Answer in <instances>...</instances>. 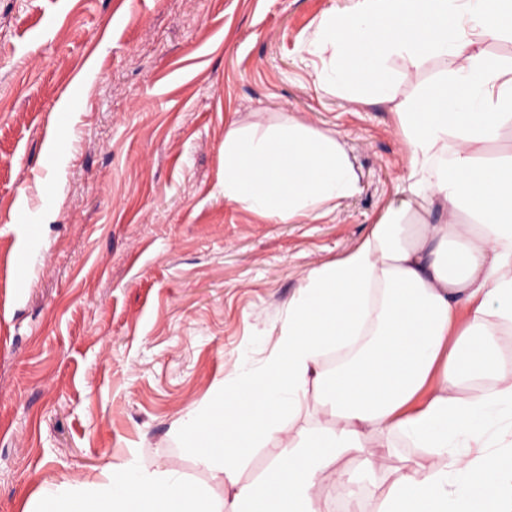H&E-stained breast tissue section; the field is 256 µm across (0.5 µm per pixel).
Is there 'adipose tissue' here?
<instances>
[{
  "instance_id": "1",
  "label": "adipose tissue",
  "mask_w": 512,
  "mask_h": 512,
  "mask_svg": "<svg viewBox=\"0 0 512 512\" xmlns=\"http://www.w3.org/2000/svg\"><path fill=\"white\" fill-rule=\"evenodd\" d=\"M512 33V0H355L323 17L315 50L337 87L348 74L392 95L390 56L434 55L445 73L398 103L408 154L406 196L388 204L344 257L309 270L289 296L274 351L241 367L178 426L198 463L232 482L214 499L170 463L130 459L97 480L43 485L23 512H319L328 472L377 448L408 444L433 467L396 469L379 512H512V457L483 448L491 421L512 409V155L484 157L512 127V63L484 44ZM359 178L341 137L295 119L224 134V199L277 224L329 214ZM336 419L287 433L284 415ZM286 452L262 475L237 473L256 448Z\"/></svg>"
}]
</instances>
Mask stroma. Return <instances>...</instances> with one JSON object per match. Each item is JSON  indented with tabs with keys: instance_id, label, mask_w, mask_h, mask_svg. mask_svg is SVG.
<instances>
[{
	"instance_id": "obj_1",
	"label": "stroma",
	"mask_w": 512,
	"mask_h": 512,
	"mask_svg": "<svg viewBox=\"0 0 512 512\" xmlns=\"http://www.w3.org/2000/svg\"><path fill=\"white\" fill-rule=\"evenodd\" d=\"M353 0H0V512L104 464L173 462L216 498L177 430L274 347L313 267L354 248L400 197L397 101L444 72L390 57L394 98L323 89L310 42ZM71 109L56 111L61 98ZM293 118L339 133L354 197L302 224L224 200V133ZM40 227L28 240L24 227ZM401 448L357 472L378 512Z\"/></svg>"
}]
</instances>
